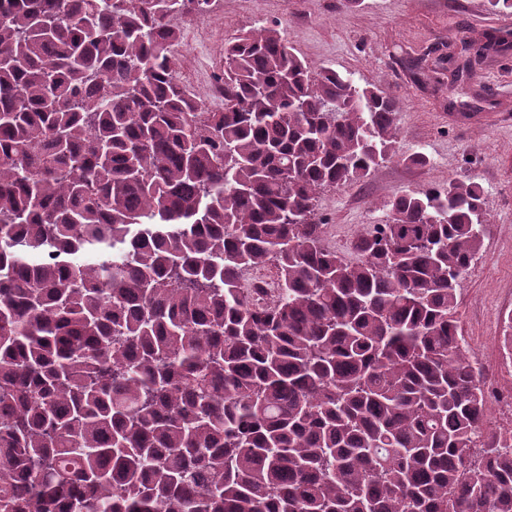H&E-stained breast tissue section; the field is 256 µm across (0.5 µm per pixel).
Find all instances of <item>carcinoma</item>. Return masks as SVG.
<instances>
[{
	"label": "carcinoma",
	"instance_id": "cac0c4a2",
	"mask_svg": "<svg viewBox=\"0 0 512 512\" xmlns=\"http://www.w3.org/2000/svg\"><path fill=\"white\" fill-rule=\"evenodd\" d=\"M214 3L0 0V512H512L455 318L481 186L401 191L357 261L329 249L321 192L429 158L274 26L225 44L201 111L171 20Z\"/></svg>",
	"mask_w": 512,
	"mask_h": 512
}]
</instances>
